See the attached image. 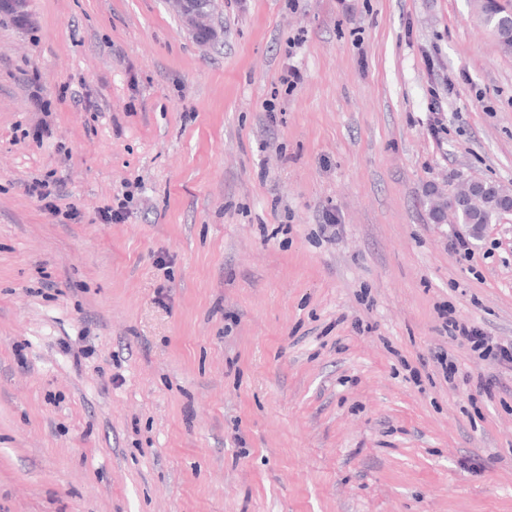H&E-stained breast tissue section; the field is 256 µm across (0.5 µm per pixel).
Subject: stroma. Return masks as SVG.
<instances>
[{
	"label": "stroma",
	"mask_w": 512,
	"mask_h": 512,
	"mask_svg": "<svg viewBox=\"0 0 512 512\" xmlns=\"http://www.w3.org/2000/svg\"><path fill=\"white\" fill-rule=\"evenodd\" d=\"M23 10L0 512H512V370L445 329L512 344V215L467 257L429 216L512 186V54L473 0H214L204 46L170 0Z\"/></svg>",
	"instance_id": "1"
}]
</instances>
